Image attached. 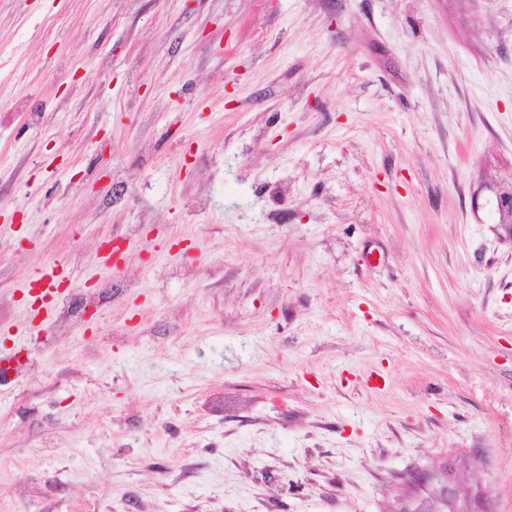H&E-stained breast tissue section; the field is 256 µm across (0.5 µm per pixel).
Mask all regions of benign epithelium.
Segmentation results:
<instances>
[{
  "label": "benign epithelium",
  "instance_id": "obj_1",
  "mask_svg": "<svg viewBox=\"0 0 512 512\" xmlns=\"http://www.w3.org/2000/svg\"><path fill=\"white\" fill-rule=\"evenodd\" d=\"M495 208L502 223L512 224V182L502 183L495 192ZM448 479L438 484L429 476L417 474L413 483L418 493L403 500L396 512H486L481 497L458 484L453 470L445 468Z\"/></svg>",
  "mask_w": 512,
  "mask_h": 512
}]
</instances>
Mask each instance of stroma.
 I'll return each mask as SVG.
<instances>
[{"instance_id": "obj_1", "label": "stroma", "mask_w": 512, "mask_h": 512, "mask_svg": "<svg viewBox=\"0 0 512 512\" xmlns=\"http://www.w3.org/2000/svg\"><path fill=\"white\" fill-rule=\"evenodd\" d=\"M510 176L512 0H0V512H512ZM495 208L502 224H510L512 230V182L502 183L495 192ZM448 475L446 481L433 484L425 474L413 476V483L419 493L403 500L395 512H486L481 497L468 486L459 485L453 477V470L444 466Z\"/></svg>"}]
</instances>
